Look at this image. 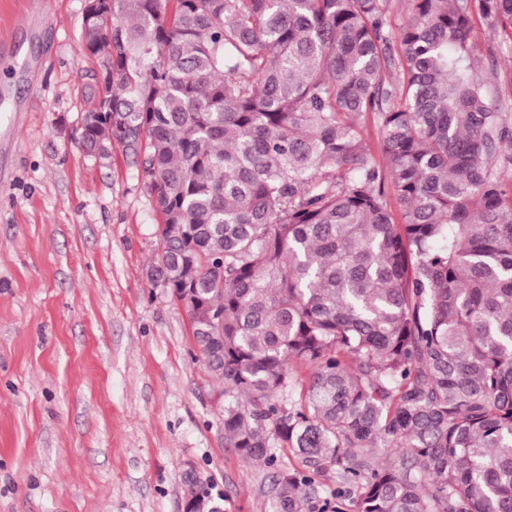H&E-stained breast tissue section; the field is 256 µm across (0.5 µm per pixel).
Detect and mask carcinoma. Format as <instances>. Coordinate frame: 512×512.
Returning <instances> with one entry per match:
<instances>
[{"instance_id":"1","label":"carcinoma","mask_w":512,"mask_h":512,"mask_svg":"<svg viewBox=\"0 0 512 512\" xmlns=\"http://www.w3.org/2000/svg\"><path fill=\"white\" fill-rule=\"evenodd\" d=\"M406 2L112 0L83 27L112 47L89 111L162 218L151 282L192 293L269 512H512V114L472 73V16L512 31V0Z\"/></svg>"}]
</instances>
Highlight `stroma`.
Returning a JSON list of instances; mask_svg holds the SVG:
<instances>
[{"label": "stroma", "mask_w": 512, "mask_h": 512, "mask_svg": "<svg viewBox=\"0 0 512 512\" xmlns=\"http://www.w3.org/2000/svg\"><path fill=\"white\" fill-rule=\"evenodd\" d=\"M83 10L0 0V512H182L189 462L224 512H266L275 472L225 448L190 316L149 278L162 219L140 171L73 141L97 72ZM474 29L512 113V37Z\"/></svg>", "instance_id": "35a3bbf8"}]
</instances>
